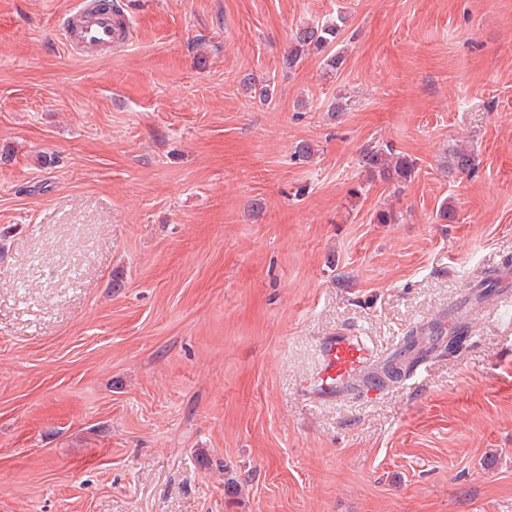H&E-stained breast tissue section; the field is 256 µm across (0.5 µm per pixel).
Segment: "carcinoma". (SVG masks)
Instances as JSON below:
<instances>
[{
    "mask_svg": "<svg viewBox=\"0 0 512 512\" xmlns=\"http://www.w3.org/2000/svg\"><path fill=\"white\" fill-rule=\"evenodd\" d=\"M349 17L338 13L336 17L322 22L306 23L298 26L291 34L287 53L283 56V68L291 70L297 67L306 57L315 54L321 57L324 75L335 76L344 67L345 56L338 43L348 27ZM245 89L258 95V98L268 100L275 94V86L267 83L257 85L252 75L241 79ZM360 165L371 178H378L384 182L405 184L411 181L418 170L416 160L402 154L387 142H375L365 145L360 153ZM476 167V156L473 150L456 145L448 150L447 161L443 165L447 173H470ZM417 335L414 333L405 337L403 347L394 356L383 364L387 368L386 375L398 381L404 378L406 366V350L416 343Z\"/></svg>",
    "mask_w": 512,
    "mask_h": 512,
    "instance_id": "1",
    "label": "carcinoma"
}]
</instances>
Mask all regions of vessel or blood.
<instances>
[{"label":"vessel or blood","instance_id":"1","mask_svg":"<svg viewBox=\"0 0 512 512\" xmlns=\"http://www.w3.org/2000/svg\"><path fill=\"white\" fill-rule=\"evenodd\" d=\"M63 45L94 58L111 53L127 33L112 11L101 10L97 0H77L63 20ZM379 356L359 336L340 331L320 339L314 370L305 379L303 391L310 399L328 402L368 391Z\"/></svg>","mask_w":512,"mask_h":512}]
</instances>
